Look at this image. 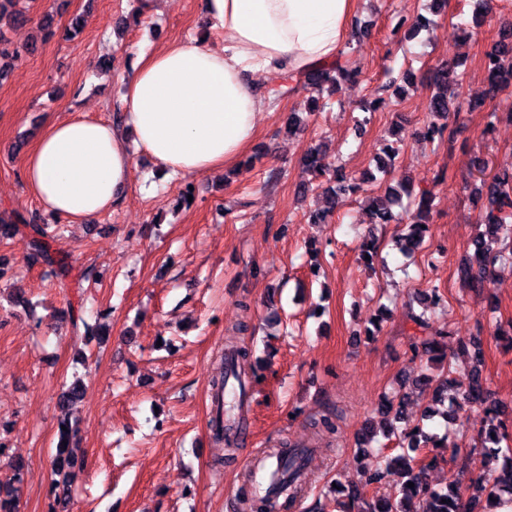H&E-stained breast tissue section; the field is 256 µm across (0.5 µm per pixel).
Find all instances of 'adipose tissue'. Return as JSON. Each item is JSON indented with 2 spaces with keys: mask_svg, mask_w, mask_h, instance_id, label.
Segmentation results:
<instances>
[{
  "mask_svg": "<svg viewBox=\"0 0 512 512\" xmlns=\"http://www.w3.org/2000/svg\"><path fill=\"white\" fill-rule=\"evenodd\" d=\"M358 7L359 0H202L223 44L201 35L140 53L120 78L121 125L80 115L47 120L24 161L27 189L55 218L84 224L122 204L133 152L183 178L237 161L265 106L254 75L335 61Z\"/></svg>",
  "mask_w": 512,
  "mask_h": 512,
  "instance_id": "1",
  "label": "adipose tissue"
}]
</instances>
